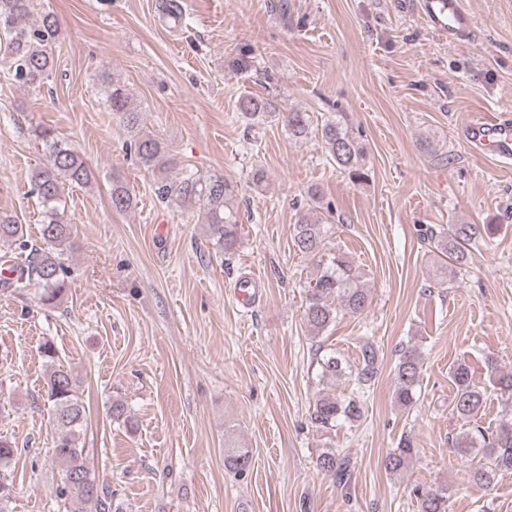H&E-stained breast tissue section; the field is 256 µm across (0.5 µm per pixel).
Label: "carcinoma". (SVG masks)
<instances>
[{"label": "carcinoma", "instance_id": "carcinoma-1", "mask_svg": "<svg viewBox=\"0 0 512 512\" xmlns=\"http://www.w3.org/2000/svg\"><path fill=\"white\" fill-rule=\"evenodd\" d=\"M60 37L56 16L46 13L31 21L30 0H0V62L12 82L21 86L39 87L53 63V49ZM105 101L119 115L124 126L134 132V151L141 164L161 174L155 192L162 200L175 198L187 205H199L206 210L209 236L215 245L232 250L239 241V221L236 198L238 187L224 176L202 177L183 169L174 177V169L166 147L157 138L140 131V112L132 106L123 84L103 77ZM241 118L259 125L272 117L283 120L295 138L308 136L312 127L310 113L301 110L278 111L269 97L253 94L243 96L238 103ZM327 159L354 181L368 176L364 170L366 145L355 136L338 112L327 118L317 130ZM48 153V163L32 176V188L42 205L41 224L36 240L27 236L17 217L0 214V243L13 248L14 256L6 260L10 276L0 279L3 290L18 295L33 288L42 305L57 306L68 288L71 269L67 249L71 248L72 226L59 216L60 203L66 184H87L90 171L80 155L66 145L50 128L35 129ZM110 203L117 212H127L135 203L131 189L122 181H112ZM332 226L309 215L294 225L293 242L297 250L315 260L316 274L306 289L304 319L313 332H323L339 314L361 315L372 303L370 290L349 256L329 247ZM493 231L490 224H448L429 227L424 237L434 249L457 263L466 261L469 247L485 241ZM41 357L54 365L46 382L54 436L51 456L61 467L62 477L55 489L58 512H112V490L100 481L89 466L82 432L87 415L71 370L57 364V350L50 340L39 346ZM319 381L326 388L318 392L310 407V423L317 430L329 433L340 423L354 424L364 415V396L377 376L378 350L366 340L359 346L358 364L354 365L332 348L318 347L314 353ZM346 379L353 385L347 397L336 394L327 385ZM454 388V409L464 420L478 415L485 393L472 380L468 365L458 363L450 372ZM423 382L422 353L415 344L399 350L393 373V397L402 407L416 402ZM482 452L481 460L469 471L471 481L492 485L499 473L512 471V418H504L495 431L485 433L477 428L456 439L453 450L466 455L473 450ZM16 443L0 435V512H6L11 495V465L17 454ZM419 446L412 434H402L395 448L386 453L383 466L386 472L403 471L418 456ZM251 454L246 448L225 444L224 465L238 475L246 474L251 466ZM350 459L340 448L330 446L316 457V468L339 484L350 477ZM417 512H449L448 487L437 484L416 489Z\"/></svg>", "mask_w": 512, "mask_h": 512}]
</instances>
